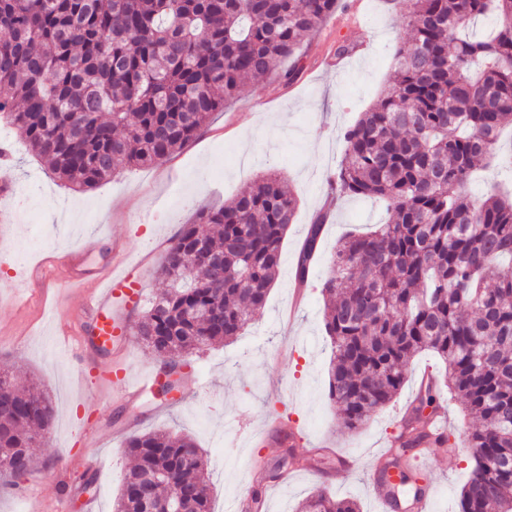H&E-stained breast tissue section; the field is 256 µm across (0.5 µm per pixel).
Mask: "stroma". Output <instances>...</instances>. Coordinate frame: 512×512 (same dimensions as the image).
Masks as SVG:
<instances>
[{"instance_id": "obj_1", "label": "stroma", "mask_w": 512, "mask_h": 512, "mask_svg": "<svg viewBox=\"0 0 512 512\" xmlns=\"http://www.w3.org/2000/svg\"><path fill=\"white\" fill-rule=\"evenodd\" d=\"M355 2L343 0L305 39L298 50L304 68L293 84L275 72L247 81L196 141L151 167L123 170L96 189L63 188L0 124V146L11 151L9 160L0 161V182L16 187L8 203L15 233L10 248L0 250V367L38 380L55 407L34 473L18 492L0 495V512H112L131 464L122 453L126 438L156 430L196 439L207 460L214 512H226L229 503L255 490L262 494L260 512H298L317 490L354 500L360 512H376L366 476L414 399L419 372L444 374L439 358L422 352L409 363L400 395L358 429L343 423L329 399L333 348L323 326L321 287L337 242L386 221L379 204L337 200L309 269L305 302L292 325L280 320L293 307L297 256L335 178L341 133L388 87L394 47L410 36L405 17L411 0H365L361 11ZM343 45L350 52L341 56ZM271 172L289 184L299 208L266 304L240 336L184 356L176 397L151 394L126 403L105 378L111 353L91 351L85 362L58 353L54 331L75 317L74 306L53 308L31 287L22 302L13 299L23 273L48 254L87 242L85 264L97 269L111 262L115 237L124 241L130 261L151 253L142 275L144 297L152 299L162 291L157 269L164 255L157 244L175 240L200 206H222ZM279 415L295 418L305 433L293 446L305 467L284 483L274 468L284 447L270 444L271 434L262 428L264 419ZM314 448L353 457L348 477L337 481L336 463L311 456ZM420 469L436 489L431 512H456L471 470L469 454L451 457L433 448ZM91 477L95 489L84 491Z\"/></svg>"}]
</instances>
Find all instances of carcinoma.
Segmentation results:
<instances>
[{"mask_svg": "<svg viewBox=\"0 0 512 512\" xmlns=\"http://www.w3.org/2000/svg\"><path fill=\"white\" fill-rule=\"evenodd\" d=\"M410 40L395 75L344 135L339 194L382 201L388 222L342 238L322 285L334 348L330 397L352 429L400 394L407 365L431 351L448 394L480 422L458 512H512V196L466 190L512 126V0H411ZM340 0H0V117L55 177L81 191L122 168L148 167L195 141L250 77L262 79ZM492 16L493 34L463 35ZM298 200L266 175L221 207L203 205L158 268L166 291L135 325L161 368L240 335L264 307ZM327 214L310 225L295 281L317 256ZM224 260L208 267L197 244ZM186 304L218 316L185 318ZM0 476L30 474L55 411L35 383L0 370ZM437 386L417 397L392 454L429 439ZM133 462L113 512H213L202 454L189 436L129 437ZM299 512H358L322 491Z\"/></svg>", "mask_w": 512, "mask_h": 512, "instance_id": "obj_1", "label": "carcinoma"}]
</instances>
